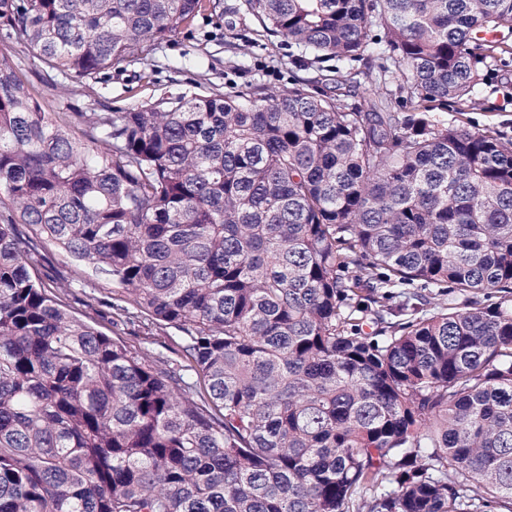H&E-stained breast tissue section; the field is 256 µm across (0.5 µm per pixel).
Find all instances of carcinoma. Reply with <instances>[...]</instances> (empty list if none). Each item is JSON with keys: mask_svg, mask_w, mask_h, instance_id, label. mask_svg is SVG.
<instances>
[{"mask_svg": "<svg viewBox=\"0 0 512 512\" xmlns=\"http://www.w3.org/2000/svg\"><path fill=\"white\" fill-rule=\"evenodd\" d=\"M247 2L396 90L48 112L14 44L93 80L203 0H0V512H512V142L437 115L512 0ZM44 244L176 366L37 286Z\"/></svg>", "mask_w": 512, "mask_h": 512, "instance_id": "carcinoma-1", "label": "carcinoma"}]
</instances>
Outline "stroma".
<instances>
[{"label": "stroma", "mask_w": 512, "mask_h": 512, "mask_svg": "<svg viewBox=\"0 0 512 512\" xmlns=\"http://www.w3.org/2000/svg\"><path fill=\"white\" fill-rule=\"evenodd\" d=\"M206 7L176 33L150 50L146 60L113 67L100 79L87 83L65 82L50 87L37 77L39 62L30 54L18 55L15 70L28 81L32 93L48 110L64 111L74 103L86 112L101 111L103 104L138 108L163 98H191L212 90L233 94L248 86L278 88L293 78L318 82L334 93L338 76L353 73L351 100L360 104L375 95L378 86L362 65L336 58L303 55L281 37L267 35L247 9L245 0H205ZM484 80L470 101L449 103L444 117L449 123L489 130L512 140V34L504 35L493 55L479 57ZM45 261L36 271L47 294L60 299L80 321L109 337H120L132 350L153 354L174 343L167 331L148 344L138 325H113L112 289L106 275L64 258L45 247Z\"/></svg>", "instance_id": "obj_1"}]
</instances>
